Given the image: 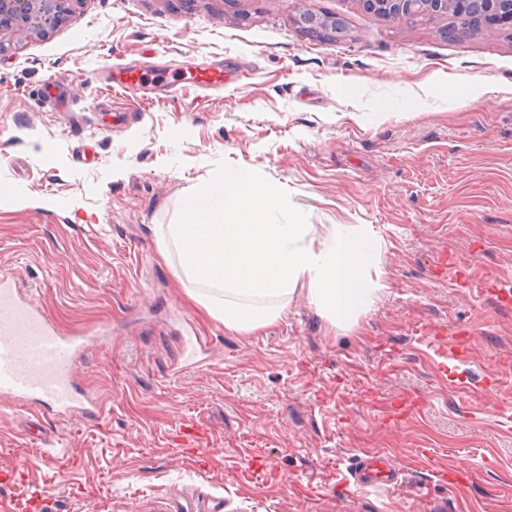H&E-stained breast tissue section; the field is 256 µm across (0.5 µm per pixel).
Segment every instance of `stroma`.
<instances>
[{"label": "stroma", "mask_w": 512, "mask_h": 512, "mask_svg": "<svg viewBox=\"0 0 512 512\" xmlns=\"http://www.w3.org/2000/svg\"><path fill=\"white\" fill-rule=\"evenodd\" d=\"M307 13L344 30L310 36ZM448 24L356 0H76L45 35H0V273L60 334L106 331L75 370L105 417L0 402V512L47 483L50 512H512V29ZM116 64L180 84L115 91ZM203 66L224 88L198 87ZM237 166L316 240L375 233L387 286L356 325L300 289L237 334L160 259L154 225ZM454 327L461 360L431 337ZM365 450L401 486L353 485Z\"/></svg>", "instance_id": "1"}]
</instances>
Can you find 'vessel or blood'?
<instances>
[{"label":"vessel or blood","instance_id":"b4317fda","mask_svg":"<svg viewBox=\"0 0 512 512\" xmlns=\"http://www.w3.org/2000/svg\"><path fill=\"white\" fill-rule=\"evenodd\" d=\"M88 336H64L53 328L33 300L16 295L9 276H0V399L39 402L63 417L100 414L102 404L82 391L72 374ZM361 488H391L399 471L382 454L365 451L350 470Z\"/></svg>","mask_w":512,"mask_h":512}]
</instances>
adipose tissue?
I'll return each mask as SVG.
<instances>
[{"instance_id": "1", "label": "adipose tissue", "mask_w": 512, "mask_h": 512, "mask_svg": "<svg viewBox=\"0 0 512 512\" xmlns=\"http://www.w3.org/2000/svg\"><path fill=\"white\" fill-rule=\"evenodd\" d=\"M278 190L247 167L214 172L189 188L176 224L155 227L159 256L196 284L191 299L226 329L249 334L280 319L297 287L332 326L350 327L383 287L379 243L362 224H335L320 245L296 209L275 214Z\"/></svg>"}]
</instances>
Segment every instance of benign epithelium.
Returning a JSON list of instances; mask_svg holds the SVG:
<instances>
[{"mask_svg": "<svg viewBox=\"0 0 512 512\" xmlns=\"http://www.w3.org/2000/svg\"><path fill=\"white\" fill-rule=\"evenodd\" d=\"M74 0H0V33L41 35L58 25ZM360 6L392 22L401 23L427 14L449 17L456 30L479 29L486 23L512 28V0H358ZM306 30L317 33L336 20L305 15Z\"/></svg>", "mask_w": 512, "mask_h": 512, "instance_id": "7a95c632", "label": "benign epithelium"}]
</instances>
